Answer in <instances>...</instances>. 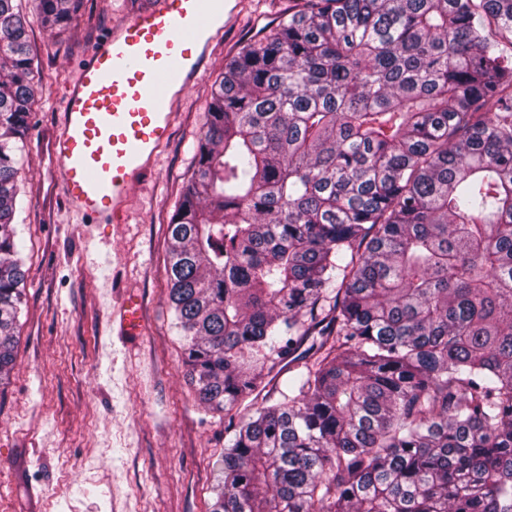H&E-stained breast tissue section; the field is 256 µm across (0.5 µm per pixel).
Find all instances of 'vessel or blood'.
<instances>
[{
  "label": "vessel or blood",
  "mask_w": 512,
  "mask_h": 512,
  "mask_svg": "<svg viewBox=\"0 0 512 512\" xmlns=\"http://www.w3.org/2000/svg\"><path fill=\"white\" fill-rule=\"evenodd\" d=\"M233 14L229 0H147L83 59L64 91L52 155L63 200L84 223H125L135 183L170 138L177 102ZM143 320L135 299L118 311L125 334Z\"/></svg>",
  "instance_id": "b4317fda"
}]
</instances>
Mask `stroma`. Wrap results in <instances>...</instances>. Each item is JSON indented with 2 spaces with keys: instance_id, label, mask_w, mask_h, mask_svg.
<instances>
[{
  "instance_id": "obj_1",
  "label": "stroma",
  "mask_w": 512,
  "mask_h": 512,
  "mask_svg": "<svg viewBox=\"0 0 512 512\" xmlns=\"http://www.w3.org/2000/svg\"><path fill=\"white\" fill-rule=\"evenodd\" d=\"M143 0H80L67 28L31 18L38 66L17 200L26 285L14 367L0 387V512H207L229 420L200 403L169 303L168 225L189 183L225 61L275 26L290 0H238L180 103L154 171L123 224H83L64 205L50 140L83 56ZM141 335L112 331L126 296Z\"/></svg>"
}]
</instances>
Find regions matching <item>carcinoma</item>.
<instances>
[{
    "label": "carcinoma",
    "mask_w": 512,
    "mask_h": 512,
    "mask_svg": "<svg viewBox=\"0 0 512 512\" xmlns=\"http://www.w3.org/2000/svg\"><path fill=\"white\" fill-rule=\"evenodd\" d=\"M28 26L0 0V376ZM211 99L167 270L200 401L250 409L210 512H512V0H303Z\"/></svg>",
    "instance_id": "obj_1"
}]
</instances>
